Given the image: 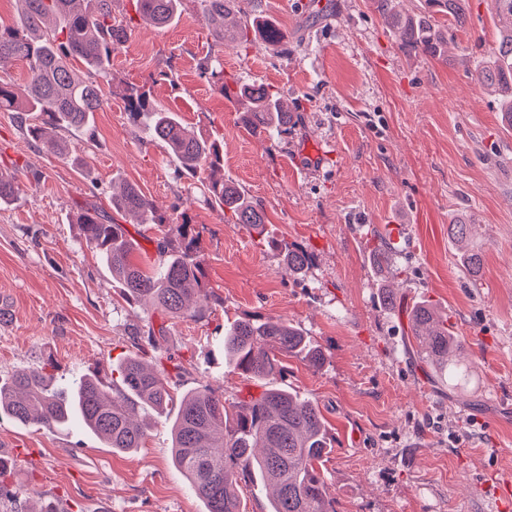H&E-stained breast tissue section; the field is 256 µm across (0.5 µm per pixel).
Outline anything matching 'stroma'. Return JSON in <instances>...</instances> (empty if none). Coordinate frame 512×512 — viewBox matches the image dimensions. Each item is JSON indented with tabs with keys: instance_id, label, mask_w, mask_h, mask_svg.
Returning a JSON list of instances; mask_svg holds the SVG:
<instances>
[{
	"instance_id": "obj_1",
	"label": "stroma",
	"mask_w": 512,
	"mask_h": 512,
	"mask_svg": "<svg viewBox=\"0 0 512 512\" xmlns=\"http://www.w3.org/2000/svg\"><path fill=\"white\" fill-rule=\"evenodd\" d=\"M283 45L215 40L198 0L156 27L131 0L112 15L131 23L112 54L94 138L65 133L63 157L28 141L0 112V172L19 189L0 206V376L52 366L60 385L86 374L112 379L152 311L127 303L80 235V209L111 210L123 184L161 209L187 213L213 293L205 320H176L155 356L186 369L182 390L209 385L232 402L259 394L224 359V327L243 314L283 318L325 351L321 369L286 359L275 385L313 399L332 451L325 464L337 512H512L488 472L512 479V130L478 87L496 38L492 0H468V22L447 62L404 53L371 0H259ZM220 60L224 82L277 89L298 121L274 141L238 120L239 105L200 73ZM149 90L197 134L224 141V176L267 217L264 234L225 221L175 159L127 112V87ZM150 270L161 236L116 214ZM472 227L483 267L469 276L448 226ZM397 248L380 272L379 242ZM313 256L290 272L284 250ZM392 288L386 308L379 291ZM420 300L447 315L466 343L469 393H437L431 368L409 360V315ZM143 448L117 454L80 425L51 432L0 414V447L17 451L6 479L27 506L60 512H203L171 459L173 412L142 407Z\"/></svg>"
}]
</instances>
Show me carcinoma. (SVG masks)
<instances>
[{
    "label": "carcinoma",
    "mask_w": 512,
    "mask_h": 512,
    "mask_svg": "<svg viewBox=\"0 0 512 512\" xmlns=\"http://www.w3.org/2000/svg\"><path fill=\"white\" fill-rule=\"evenodd\" d=\"M16 27L0 30V70L23 60L28 78L22 84L0 78V111L17 113L26 137L39 143L46 127L60 131L92 128L90 119L104 97L95 74L104 71L112 51L130 38L129 25L112 19V0H18ZM136 11L157 27L168 25L183 0H133ZM256 0H200L212 33L244 48L250 32L271 45L284 34L271 19L256 17ZM385 17L399 48L448 60L451 31L467 21L466 0H424L415 12L393 9V0H373ZM505 21L495 46L480 66V88L495 96L501 120L512 129V0H493ZM448 17L438 23L436 15ZM81 60L89 77L74 76L70 63ZM224 94L245 105L242 120L269 136L288 134L294 113L278 93L257 81L222 86ZM134 120L146 119L144 131L164 145L180 166V174L205 186L208 203L229 211L235 223L255 230L265 224L232 181L224 179L223 143L189 133L178 115L155 103L147 90L126 94ZM112 209L129 213L142 224H156L163 234L160 259L153 271L133 259L136 242L123 225L97 205L83 207L76 221L88 247L120 285L128 302H145L167 320L201 321L207 317L209 292L200 258L199 232L187 215L168 217L134 185L112 198ZM288 268L302 271L311 264L301 247L287 249ZM410 330L418 352L448 387L466 392L470 364L461 360L464 341L430 304L413 307ZM295 356L318 370L325 361L321 347L285 319L246 314L224 328V357L251 380L267 382L285 371L283 357ZM118 380L105 384L97 375L83 376L60 387L50 371L22 370L0 380V412L22 425L36 424L62 431L78 419L115 451L142 447L146 430L134 418L135 407L163 408L178 402L172 426V460L188 480L205 512H243L242 491L251 484L272 490L269 512H336V498L327 493L324 463L330 439L315 401L296 391L267 386L228 403L208 385L175 398L174 388L185 369L174 363L152 368L137 353L115 368Z\"/></svg>",
    "instance_id": "cac0c4a2"
}]
</instances>
